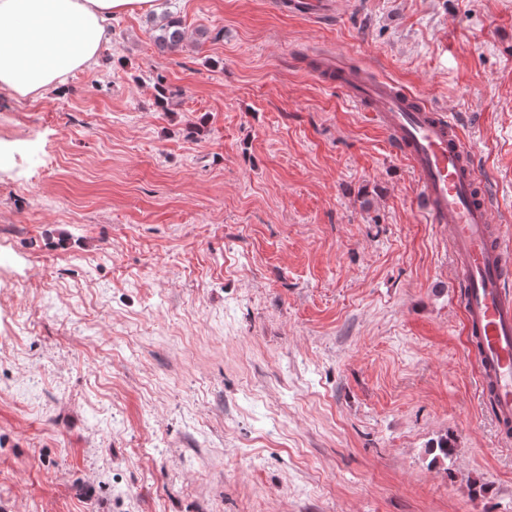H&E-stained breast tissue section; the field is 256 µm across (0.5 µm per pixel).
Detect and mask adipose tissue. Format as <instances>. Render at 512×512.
I'll return each instance as SVG.
<instances>
[{"instance_id":"ef3b65f1","label":"adipose tissue","mask_w":512,"mask_h":512,"mask_svg":"<svg viewBox=\"0 0 512 512\" xmlns=\"http://www.w3.org/2000/svg\"><path fill=\"white\" fill-rule=\"evenodd\" d=\"M153 0H0V91L26 97L84 69L107 39L106 22Z\"/></svg>"}]
</instances>
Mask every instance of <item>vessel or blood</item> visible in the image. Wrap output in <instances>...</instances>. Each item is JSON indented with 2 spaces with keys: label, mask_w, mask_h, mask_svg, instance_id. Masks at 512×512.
Returning <instances> with one entry per match:
<instances>
[{
  "label": "vessel or blood",
  "mask_w": 512,
  "mask_h": 512,
  "mask_svg": "<svg viewBox=\"0 0 512 512\" xmlns=\"http://www.w3.org/2000/svg\"><path fill=\"white\" fill-rule=\"evenodd\" d=\"M317 73L386 131L419 179L420 208L447 227L482 387L501 434L511 437L512 239L491 219L493 197L455 114L433 109L397 86L359 82L339 66L324 64Z\"/></svg>",
  "instance_id": "b4317fda"
}]
</instances>
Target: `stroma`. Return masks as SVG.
I'll list each match as a JSON object with an SVG mask.
<instances>
[{"instance_id": "stroma-1", "label": "stroma", "mask_w": 512, "mask_h": 512, "mask_svg": "<svg viewBox=\"0 0 512 512\" xmlns=\"http://www.w3.org/2000/svg\"><path fill=\"white\" fill-rule=\"evenodd\" d=\"M166 11L0 92V512H512L448 230L313 74L459 114L512 236V0ZM327 1L329 0H289L287 6L291 13L320 19L326 15L323 6L330 3ZM153 40L161 51H176L183 47L186 39L180 19L163 14L152 21Z\"/></svg>"}]
</instances>
